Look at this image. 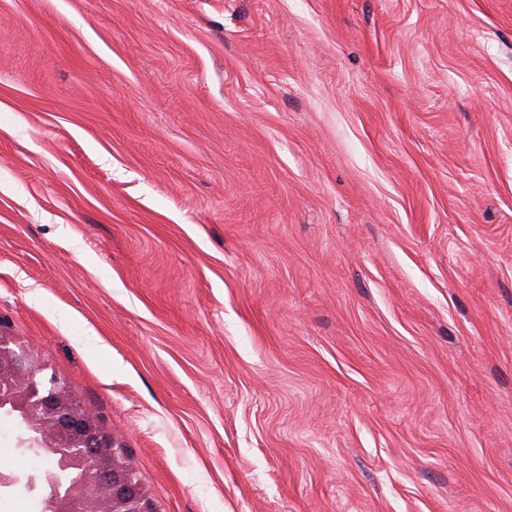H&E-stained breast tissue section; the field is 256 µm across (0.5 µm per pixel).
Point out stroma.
Masks as SVG:
<instances>
[{
	"instance_id": "obj_1",
	"label": "stroma",
	"mask_w": 512,
	"mask_h": 512,
	"mask_svg": "<svg viewBox=\"0 0 512 512\" xmlns=\"http://www.w3.org/2000/svg\"><path fill=\"white\" fill-rule=\"evenodd\" d=\"M0 328L154 512H512V0H0Z\"/></svg>"
}]
</instances>
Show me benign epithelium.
<instances>
[{
    "instance_id": "obj_1",
    "label": "benign epithelium",
    "mask_w": 512,
    "mask_h": 512,
    "mask_svg": "<svg viewBox=\"0 0 512 512\" xmlns=\"http://www.w3.org/2000/svg\"><path fill=\"white\" fill-rule=\"evenodd\" d=\"M34 352L0 329V409L16 412L25 424L21 444L44 455L49 466L26 479L44 488L42 512H152L131 459L112 432L83 409L57 375L43 381ZM78 476L61 489L56 474Z\"/></svg>"
}]
</instances>
